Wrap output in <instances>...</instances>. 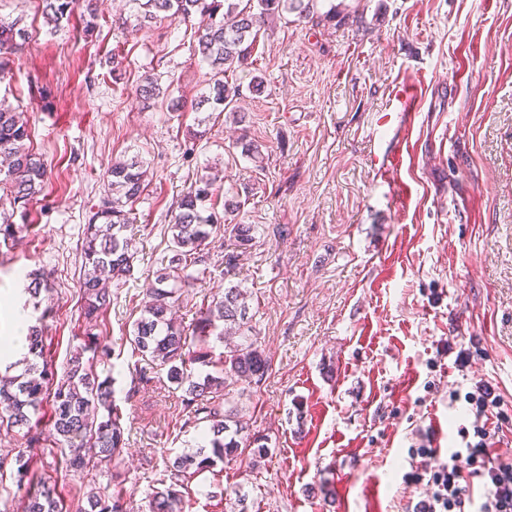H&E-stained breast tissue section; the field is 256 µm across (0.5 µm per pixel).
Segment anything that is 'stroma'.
Instances as JSON below:
<instances>
[{
  "label": "stroma",
  "mask_w": 512,
  "mask_h": 512,
  "mask_svg": "<svg viewBox=\"0 0 512 512\" xmlns=\"http://www.w3.org/2000/svg\"><path fill=\"white\" fill-rule=\"evenodd\" d=\"M125 2L96 0L100 26L88 32L77 15L51 30L42 0H0V20L26 32L0 102L22 112L48 170L15 241L0 245V343L17 308L44 317L45 355L63 372L84 329L79 238L105 172L132 156L148 172L131 210L133 268L112 282L97 327L111 352L97 371L114 380L125 448L82 475L42 442L29 483L55 480L66 512L105 486L122 491L127 512H149L165 460L202 442L166 368L139 381L129 335L171 253L182 192L218 162L241 203L235 221L256 225V238L228 275L214 235L177 317L193 327L203 297L248 289L245 333L271 369L262 383L238 382L235 400L270 451L255 467L188 478L185 512H413L432 492L412 478L416 450L439 464L471 423L450 391L488 382L512 414V0H316L304 21L287 14L261 30L248 64L227 73L243 94L242 125L194 107L208 68L193 23L124 33L112 16ZM148 75L179 109L142 106L135 89ZM244 140L262 163L243 154ZM406 143L399 198L377 169ZM39 270L52 287L34 300L26 287ZM21 442L0 432V512H20Z\"/></svg>",
  "instance_id": "1"
}]
</instances>
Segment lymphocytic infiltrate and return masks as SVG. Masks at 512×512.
<instances>
[{"instance_id":"f902f5d3","label":"lymphocytic infiltrate","mask_w":512,"mask_h":512,"mask_svg":"<svg viewBox=\"0 0 512 512\" xmlns=\"http://www.w3.org/2000/svg\"><path fill=\"white\" fill-rule=\"evenodd\" d=\"M476 419L473 429H461L462 447L448 451V460L432 464L429 450H421L416 481L427 480L434 487L431 502L423 512H512V463L494 461L490 451V434L481 420L496 413L505 418L499 395L487 383L476 382L464 395ZM482 480L486 489L483 502L474 499V482Z\"/></svg>"}]
</instances>
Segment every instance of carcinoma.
I'll use <instances>...</instances> for the list:
<instances>
[{"label": "carcinoma", "instance_id": "obj_1", "mask_svg": "<svg viewBox=\"0 0 512 512\" xmlns=\"http://www.w3.org/2000/svg\"><path fill=\"white\" fill-rule=\"evenodd\" d=\"M312 0H129L131 12L114 20L118 27L141 31L160 17L186 21L200 17L194 31L195 52L209 68V79L198 100V107L226 112L236 124L247 120L233 102L239 87L224 81L228 72L247 64L257 45L261 28L283 13L301 20L310 14ZM46 21L60 28L70 21L77 0H42ZM26 41L25 30L14 22L0 21V75L9 69L11 56ZM156 80L147 78L137 88L146 106L160 98ZM0 157L8 161L0 178V206L17 208L37 199L46 179L44 161L30 148L27 123L20 113L0 102ZM147 167L134 156L112 163L107 172L108 194L84 225L80 243L85 331L75 347L62 377L55 378L48 366L43 321L29 328L24 372L0 380V429L23 433L26 447L17 450L16 478L24 485L33 460L31 448L39 441L38 417L44 401H51V415L45 424L57 441L66 466L72 471L98 467L124 448L123 415L115 403L112 379L100 378L96 364L109 357L95 333L100 314L111 302L107 285L130 272L132 255L126 236L130 224L127 206L145 191ZM224 179L223 170L209 166L181 195L172 232V252L164 267L145 290L146 301L133 324L130 342L142 359L168 367L167 375L182 392L185 419L183 426L209 422L205 444L166 462L167 478L159 479L165 488L153 491L149 512H184L183 492L178 490L186 475L212 471L218 464H229L245 456L258 462L268 452L267 442L249 432L243 410L233 403L232 384L237 380L260 383L270 369V361L256 341L245 336L235 348L214 355L210 336H231L247 325V290L239 285L224 289L196 311L192 334L171 316L185 287L194 280L188 269L206 266L211 259L209 239L219 228L233 239V250L224 253V270L236 267L238 252L252 246L256 226L231 224L206 202ZM17 226L12 214L0 211V238L14 240ZM87 507L78 512H124L122 495H86ZM22 512H62L56 484L40 482L28 491Z\"/></svg>", "mask_w": 512, "mask_h": 512}]
</instances>
